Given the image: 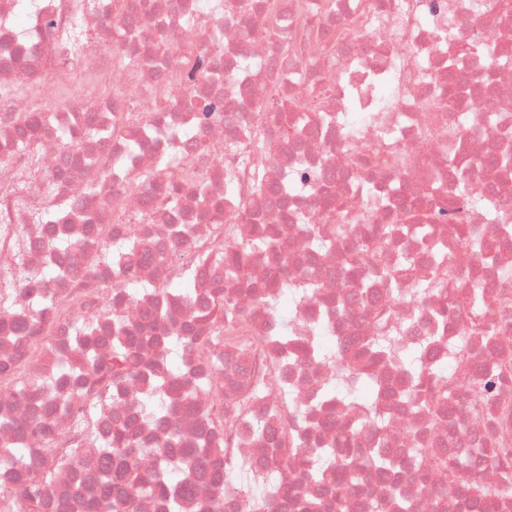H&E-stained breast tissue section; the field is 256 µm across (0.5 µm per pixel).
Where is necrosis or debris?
Wrapping results in <instances>:
<instances>
[{"instance_id": "obj_1", "label": "necrosis or debris", "mask_w": 512, "mask_h": 512, "mask_svg": "<svg viewBox=\"0 0 512 512\" xmlns=\"http://www.w3.org/2000/svg\"><path fill=\"white\" fill-rule=\"evenodd\" d=\"M0 0V417L41 418L51 433L19 440L23 456L56 471L47 512H78L103 491L97 480L102 444L113 424L133 422L141 444L137 471L151 476L178 449L202 446L183 512H202L216 489L224 512H251L253 477L277 485L282 472L270 452L297 439L308 446L347 429L342 402L319 404L323 386L342 376L367 336H391L452 373L460 404L451 417L461 444L487 438L512 447V359L502 384L507 412L489 417L470 381L481 364L463 352L476 316L497 319V308L444 310L420 290L437 274L430 244L461 287H506L512 293V0ZM81 23L91 36L73 55L59 50L60 30ZM485 51L472 57L471 45ZM211 54L209 77L194 86L180 79L199 51ZM285 100L313 99L300 134L283 136L267 92ZM38 129L23 134L29 117ZM235 140V152L224 150ZM206 181L211 211L198 196L159 205L160 189L181 184L186 165ZM434 215L431 241L394 237L385 262L396 269L397 292L382 278L360 287L362 274L344 270L340 248L315 250L303 225L399 224L398 198ZM54 220L32 223L35 213ZM289 223L290 263L280 272L271 257L252 270L266 294L287 303V316L266 313L254 294L225 284L203 252L251 239L255 222ZM192 225L191 235L179 226ZM493 241L488 258L470 254L460 228ZM143 246L151 258L127 277L94 262L102 236ZM315 287L299 298L304 278ZM190 279L187 298L144 295L141 285ZM229 296L238 319L211 324L223 368L211 373L187 343V317L208 306L215 291ZM109 309L128 325L161 339L182 367V378H207L191 404L179 384L165 395L163 415L141 413L132 383L110 403L60 363L76 355L77 324L97 321L91 341L110 349ZM323 327L331 357L286 360L270 370L266 352L282 331L310 341ZM39 375L42 386L17 396L16 375ZM260 396H239L257 378ZM239 398L242 412L211 428L203 418L215 397ZM424 393L405 406L383 404L379 420L357 435V449L380 446L403 457L401 471L362 470L348 512L363 494L394 512L392 486L433 512L410 477L408 450L428 434L447 447L443 425ZM95 437L73 449L64 465L47 451L59 447L79 419Z\"/></svg>"}]
</instances>
